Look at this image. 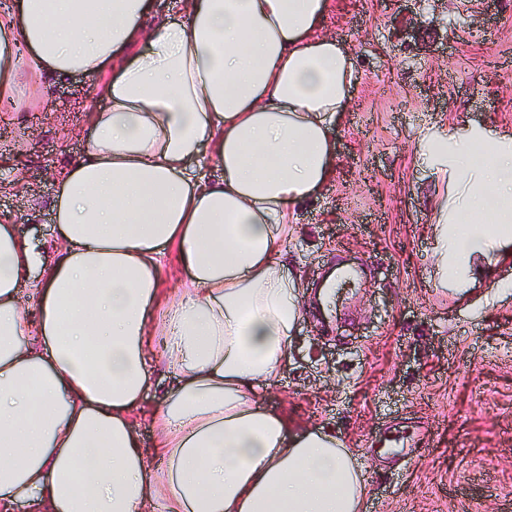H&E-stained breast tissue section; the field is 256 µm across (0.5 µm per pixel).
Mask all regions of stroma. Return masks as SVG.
<instances>
[{
	"mask_svg": "<svg viewBox=\"0 0 512 512\" xmlns=\"http://www.w3.org/2000/svg\"><path fill=\"white\" fill-rule=\"evenodd\" d=\"M327 31L355 54L329 181L289 243L308 310L264 397L343 434L366 512H512V288L466 301L436 286L439 182L424 131L512 130V0H333ZM97 80L52 84L46 106L0 125V216L53 239L56 177L85 148ZM421 433L395 454L389 434Z\"/></svg>",
	"mask_w": 512,
	"mask_h": 512,
	"instance_id": "stroma-1",
	"label": "stroma"
}]
</instances>
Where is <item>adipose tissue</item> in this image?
<instances>
[{
    "instance_id": "adipose-tissue-1",
    "label": "adipose tissue",
    "mask_w": 512,
    "mask_h": 512,
    "mask_svg": "<svg viewBox=\"0 0 512 512\" xmlns=\"http://www.w3.org/2000/svg\"><path fill=\"white\" fill-rule=\"evenodd\" d=\"M332 0H11L0 112L94 76L105 109L55 181L56 248L0 218V512H363L345 441L261 397L303 317L288 243L333 173L355 84ZM40 77L18 80L21 69ZM443 286L512 258V133L423 137ZM174 258L187 277L172 298ZM181 379L146 412L151 361ZM150 414L157 446L141 448ZM162 467H155L154 458Z\"/></svg>"
}]
</instances>
